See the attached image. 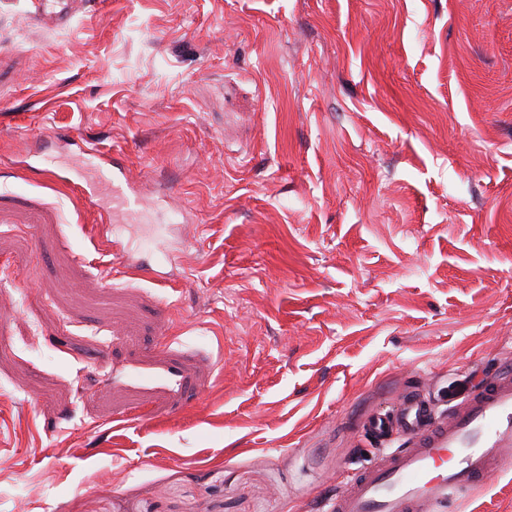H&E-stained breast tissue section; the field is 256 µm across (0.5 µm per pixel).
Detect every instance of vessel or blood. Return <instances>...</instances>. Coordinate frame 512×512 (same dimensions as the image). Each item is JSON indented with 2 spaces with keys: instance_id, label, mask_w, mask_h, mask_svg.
Returning a JSON list of instances; mask_svg holds the SVG:
<instances>
[{
  "instance_id": "b4317fda",
  "label": "vessel or blood",
  "mask_w": 512,
  "mask_h": 512,
  "mask_svg": "<svg viewBox=\"0 0 512 512\" xmlns=\"http://www.w3.org/2000/svg\"><path fill=\"white\" fill-rule=\"evenodd\" d=\"M26 15L63 28L86 0H27ZM376 443L395 435L404 443L354 473L324 512H447L450 499L486 484L512 453V378L493 375L479 386L448 392V414L411 397L363 425Z\"/></svg>"
}]
</instances>
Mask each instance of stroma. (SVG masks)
Listing matches in <instances>:
<instances>
[{
  "instance_id": "35a3bbf8",
  "label": "stroma",
  "mask_w": 512,
  "mask_h": 512,
  "mask_svg": "<svg viewBox=\"0 0 512 512\" xmlns=\"http://www.w3.org/2000/svg\"><path fill=\"white\" fill-rule=\"evenodd\" d=\"M25 4L0 512H318L382 454L364 418L512 376V0ZM90 148L144 223L84 194ZM456 512H512V467ZM26 16L40 24L63 28L83 9L86 0H27Z\"/></svg>"
}]
</instances>
